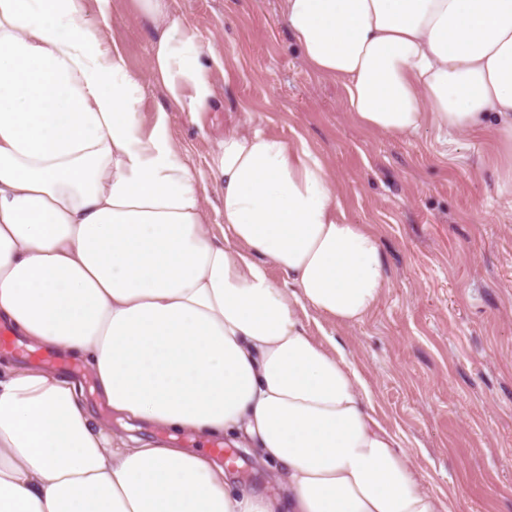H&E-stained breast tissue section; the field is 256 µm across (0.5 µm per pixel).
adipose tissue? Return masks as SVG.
Wrapping results in <instances>:
<instances>
[{
  "mask_svg": "<svg viewBox=\"0 0 512 512\" xmlns=\"http://www.w3.org/2000/svg\"><path fill=\"white\" fill-rule=\"evenodd\" d=\"M86 2L0 0V325L83 371L0 364V512H451L335 337L308 329L313 311L363 321L387 287L379 235L349 219L327 161L244 120L194 169L169 112L211 109L221 55L170 0H132L140 76L108 38L114 0ZM280 5L359 126L487 133L512 185V0ZM148 81L169 101L149 114ZM116 419L230 439L279 493Z\"/></svg>",
  "mask_w": 512,
  "mask_h": 512,
  "instance_id": "1",
  "label": "adipose tissue"
}]
</instances>
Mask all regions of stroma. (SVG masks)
<instances>
[{
	"instance_id": "35a3bbf8",
	"label": "stroma",
	"mask_w": 512,
	"mask_h": 512,
	"mask_svg": "<svg viewBox=\"0 0 512 512\" xmlns=\"http://www.w3.org/2000/svg\"><path fill=\"white\" fill-rule=\"evenodd\" d=\"M221 52L226 77L199 122L171 112L189 163L207 167L227 126L303 134L328 162L347 214L379 234L387 288L363 322L334 329L379 421L421 488L454 512H512V189L498 188L487 139L372 133L342 88L303 64L278 0H172ZM130 71L148 39L129 0L110 29Z\"/></svg>"
}]
</instances>
